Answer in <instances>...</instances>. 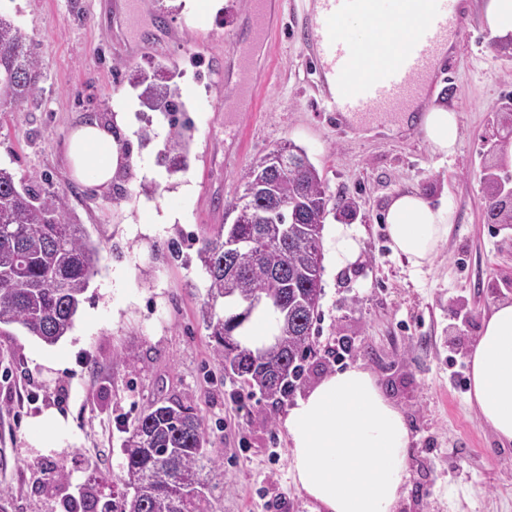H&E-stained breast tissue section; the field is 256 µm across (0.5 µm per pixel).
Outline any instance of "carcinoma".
Instances as JSON below:
<instances>
[{
  "instance_id": "obj_1",
  "label": "carcinoma",
  "mask_w": 512,
  "mask_h": 512,
  "mask_svg": "<svg viewBox=\"0 0 512 512\" xmlns=\"http://www.w3.org/2000/svg\"><path fill=\"white\" fill-rule=\"evenodd\" d=\"M40 61L27 36L13 20L0 15V105L33 99ZM128 82L140 97L159 103L168 116V134L158 163L169 171L188 167L191 127L182 119L185 103L177 87L143 70L128 71ZM276 150L291 155L286 170L272 175L263 168L266 156L241 175L243 193L228 205L236 211L249 198L247 224H226L224 232L202 242L198 251L208 281L214 354L248 387L270 397L285 395L298 377L299 361L310 350L309 338L321 297L322 231L330 198L325 181L306 152L290 141ZM486 208L496 224H512V209L500 205L496 173L483 176ZM287 229L280 241L257 244L239 256L237 276L224 280V236L257 237L262 225ZM97 249L83 225L71 223L62 196L43 176L16 178L0 168V325L18 324L48 345L71 329L88 284L97 273ZM282 302L264 310L281 346L266 361H256L241 337L254 313L233 303L252 294ZM224 312L215 313L218 303ZM124 485L127 496L102 477L89 479L82 512H213L206 495L208 480L223 475V457L207 447L202 417L178 401L154 402L126 429Z\"/></svg>"
}]
</instances>
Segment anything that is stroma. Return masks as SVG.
I'll list each match as a JSON object with an SVG mask.
<instances>
[{"instance_id":"stroma-1","label":"stroma","mask_w":512,"mask_h":512,"mask_svg":"<svg viewBox=\"0 0 512 512\" xmlns=\"http://www.w3.org/2000/svg\"><path fill=\"white\" fill-rule=\"evenodd\" d=\"M474 19L425 97L458 117L454 155L433 154L419 121H378L345 130L324 111L326 86L299 41L294 19L312 0H287L275 25V54L242 72L228 59L232 40L251 35L245 0H142L123 29V0H0V14L26 34L41 61L33 101L0 117V166L47 176L99 250L72 329L48 345L21 326L0 327V512H68L90 477L120 484L124 427L148 405L175 399L204 419L210 447L222 449L216 512H313L295 487L283 421L321 377L360 364L403 411L410 477L397 512H512V445H502L468 403L470 361L485 313L512 299V224L489 221L483 173L512 180L499 157L512 132L500 107L512 100V48ZM162 31L160 49L135 36ZM117 63L175 69L192 125L185 171L168 173L157 155L168 132L163 112L141 106ZM261 85L255 111L225 112L227 91ZM122 117L134 143L125 196L76 179L67 157L75 128L89 117ZM154 140L137 147L142 127ZM305 149L330 198L354 202L360 257L324 263L311 352L285 395L269 397L226 372L203 317L207 282L197 257L224 223L242 172L281 141ZM191 184L190 193L179 190ZM419 189L452 215L431 264L415 272L388 246L385 217L398 190ZM166 211L172 224L157 223ZM182 241L171 257L168 241ZM57 409L69 432L36 447L38 415ZM68 474L52 485L53 470Z\"/></svg>"}]
</instances>
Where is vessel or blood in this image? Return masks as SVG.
<instances>
[{"mask_svg": "<svg viewBox=\"0 0 512 512\" xmlns=\"http://www.w3.org/2000/svg\"><path fill=\"white\" fill-rule=\"evenodd\" d=\"M408 0H315L313 11L297 30L306 42L322 81L328 88L325 111L336 113L346 125L365 127L384 116L399 117L423 96L440 63L443 50L455 46L469 26L456 0H415L421 16L412 37L395 60L377 73L362 70L359 61L373 55L384 27L402 22ZM257 24L249 42H232L239 62L270 49L273 31L265 22L268 0H248ZM358 17L365 35L350 38L337 32L339 21Z\"/></svg>", "mask_w": 512, "mask_h": 512, "instance_id": "1", "label": "vessel or blood"}]
</instances>
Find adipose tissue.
<instances>
[{
	"mask_svg": "<svg viewBox=\"0 0 512 512\" xmlns=\"http://www.w3.org/2000/svg\"><path fill=\"white\" fill-rule=\"evenodd\" d=\"M456 115L429 109L421 129L432 151L454 154ZM69 157L79 178L111 184L126 164L107 122L77 128ZM386 231L392 250L415 269L430 264L452 228L447 208L434 207L419 190L394 194ZM337 266L354 262L360 245L350 224H334L324 243ZM481 422L501 443L512 444V301L497 302L484 318L471 366L468 394ZM283 425L291 448L290 473L314 512H397L409 478V432L403 414L378 381L358 365L325 375L288 408Z\"/></svg>",
	"mask_w": 512,
	"mask_h": 512,
	"instance_id": "adipose-tissue-1",
	"label": "adipose tissue"
}]
</instances>
